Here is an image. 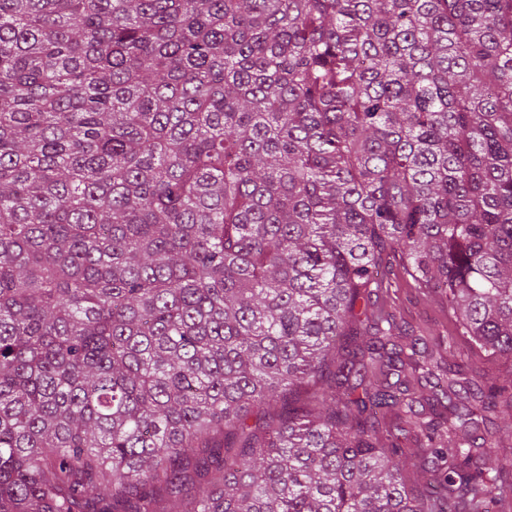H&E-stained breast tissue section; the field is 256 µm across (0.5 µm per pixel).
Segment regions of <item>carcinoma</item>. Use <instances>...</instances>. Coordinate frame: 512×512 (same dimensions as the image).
<instances>
[{
  "label": "carcinoma",
  "instance_id": "1",
  "mask_svg": "<svg viewBox=\"0 0 512 512\" xmlns=\"http://www.w3.org/2000/svg\"><path fill=\"white\" fill-rule=\"evenodd\" d=\"M395 254L512 360V0H0V512H491ZM402 260L392 255L388 261L385 284L372 289L370 303L391 307L404 338V343L416 339L419 349L440 352L448 358V336H457L453 318L444 300L423 295L403 275Z\"/></svg>",
  "mask_w": 512,
  "mask_h": 512
}]
</instances>
